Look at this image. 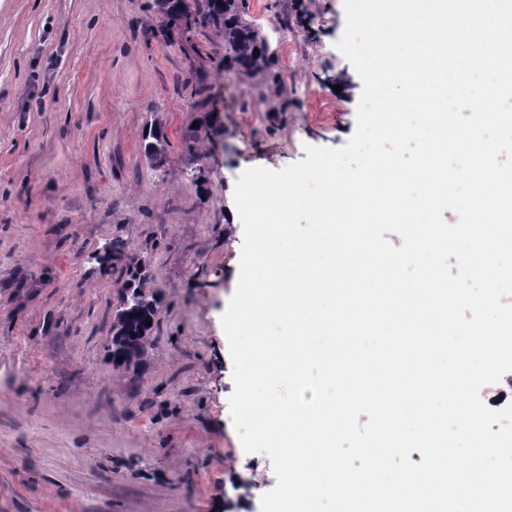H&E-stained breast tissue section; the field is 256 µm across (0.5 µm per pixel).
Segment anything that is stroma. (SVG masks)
<instances>
[{"mask_svg":"<svg viewBox=\"0 0 512 512\" xmlns=\"http://www.w3.org/2000/svg\"><path fill=\"white\" fill-rule=\"evenodd\" d=\"M273 2L246 12L275 89L225 70L212 31L152 37L155 0H0V512H261L274 488L230 418L234 187L344 146L363 82L336 47L344 0H288L284 21ZM115 241L159 300L130 368L111 355L124 278L95 260ZM148 138H151L153 141H149L145 144L146 159L152 165L158 166L166 154L168 140L166 139L161 126L157 122L150 124L148 136L146 132L143 134V139L145 141H147Z\"/></svg>","mask_w":512,"mask_h":512,"instance_id":"stroma-1","label":"stroma"}]
</instances>
